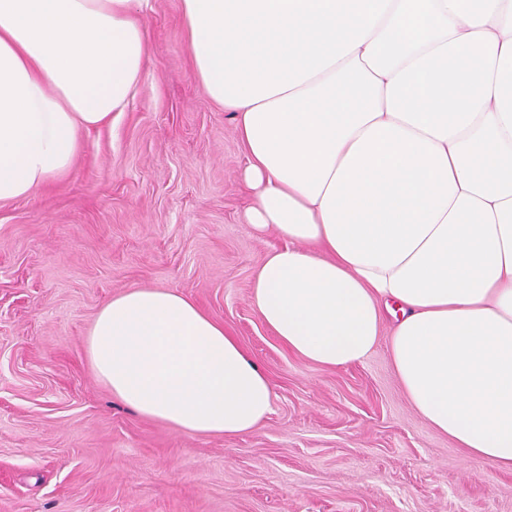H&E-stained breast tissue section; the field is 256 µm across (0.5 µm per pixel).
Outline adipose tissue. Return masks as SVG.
I'll list each match as a JSON object with an SVG mask.
<instances>
[{
  "mask_svg": "<svg viewBox=\"0 0 512 512\" xmlns=\"http://www.w3.org/2000/svg\"><path fill=\"white\" fill-rule=\"evenodd\" d=\"M143 0H0V202L68 172L149 55ZM195 78L233 112L257 233L251 300L295 355L377 347L468 456L512 470V0H182ZM89 364L140 416L236 436L273 387L223 323L131 287Z\"/></svg>",
  "mask_w": 512,
  "mask_h": 512,
  "instance_id": "adipose-tissue-1",
  "label": "adipose tissue"
}]
</instances>
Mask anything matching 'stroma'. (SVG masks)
Here are the masks:
<instances>
[{"instance_id":"35a3bbf8","label":"stroma","mask_w":512,"mask_h":512,"mask_svg":"<svg viewBox=\"0 0 512 512\" xmlns=\"http://www.w3.org/2000/svg\"><path fill=\"white\" fill-rule=\"evenodd\" d=\"M150 54L125 111L81 132L69 173L0 202V512H512V472L468 457L403 393L389 355L346 369L288 351L251 302L282 240L245 213L235 119L192 74L182 0H147ZM193 301L274 391L235 437L137 416L86 354L131 287Z\"/></svg>"}]
</instances>
